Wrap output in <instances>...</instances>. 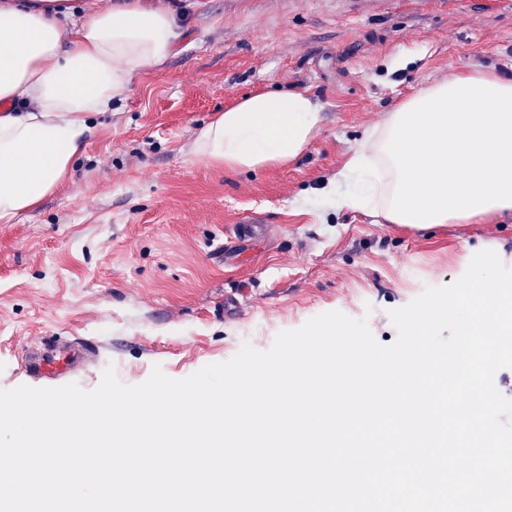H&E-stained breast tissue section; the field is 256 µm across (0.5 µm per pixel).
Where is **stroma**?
Masks as SVG:
<instances>
[{
	"mask_svg": "<svg viewBox=\"0 0 512 512\" xmlns=\"http://www.w3.org/2000/svg\"><path fill=\"white\" fill-rule=\"evenodd\" d=\"M180 38L123 100L94 115L72 177L0 223V389L77 384L114 368L183 379L243 344L339 311L390 344L388 316L459 277L485 249L512 268V216L408 228L336 207L324 185L368 128L449 70L512 76V0H141ZM409 59L390 71V60ZM257 91H303L322 123L285 166L232 171L192 145L217 112ZM267 232L221 257L236 220ZM93 344L73 373L34 378L35 354Z\"/></svg>",
	"mask_w": 512,
	"mask_h": 512,
	"instance_id": "1",
	"label": "stroma"
}]
</instances>
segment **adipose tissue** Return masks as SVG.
Masks as SVG:
<instances>
[{
	"instance_id": "obj_1",
	"label": "adipose tissue",
	"mask_w": 512,
	"mask_h": 512,
	"mask_svg": "<svg viewBox=\"0 0 512 512\" xmlns=\"http://www.w3.org/2000/svg\"><path fill=\"white\" fill-rule=\"evenodd\" d=\"M179 28L167 11L75 0H0V222L34 209L69 178L92 114L161 65ZM321 123L305 93L259 92L204 126L199 157L230 170L297 159ZM340 206L391 224H459L512 211V79L448 75L386 113L336 175Z\"/></svg>"
}]
</instances>
